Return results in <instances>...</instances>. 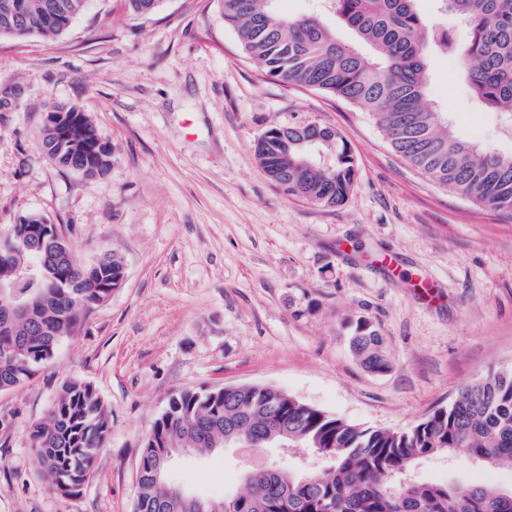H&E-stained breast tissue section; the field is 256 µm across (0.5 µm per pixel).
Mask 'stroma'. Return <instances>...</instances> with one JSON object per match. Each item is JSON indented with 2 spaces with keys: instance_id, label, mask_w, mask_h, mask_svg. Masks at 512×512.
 Wrapping results in <instances>:
<instances>
[{
  "instance_id": "1",
  "label": "stroma",
  "mask_w": 512,
  "mask_h": 512,
  "mask_svg": "<svg viewBox=\"0 0 512 512\" xmlns=\"http://www.w3.org/2000/svg\"><path fill=\"white\" fill-rule=\"evenodd\" d=\"M429 105L459 140L504 154L512 134L434 52ZM85 112L112 146L101 177L58 166L41 129ZM332 127L357 174L321 207L286 195L254 145L272 126ZM32 215L61 225L83 263L117 251L122 285L52 361L0 392V512H132L144 436L172 393L261 383L346 421L404 430L491 371H512V215L476 205L404 161L368 112L265 75L220 0H89L55 37L0 38V239ZM368 320L389 368L365 370L350 326ZM90 382L112 412L75 497L39 471L31 431L58 387ZM277 448L183 454L169 482L213 500ZM418 482L489 481L512 469L464 452L423 460Z\"/></svg>"
}]
</instances>
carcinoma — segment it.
I'll return each mask as SVG.
<instances>
[{"mask_svg":"<svg viewBox=\"0 0 512 512\" xmlns=\"http://www.w3.org/2000/svg\"><path fill=\"white\" fill-rule=\"evenodd\" d=\"M0 7V37L58 36L48 14L67 23L86 0H20ZM136 15L162 0H127ZM224 24L271 78L311 87L370 113L392 148L407 162L461 197L512 212V154L458 140L442 113L426 104L432 52H448L464 69L477 99L512 121V0H437L469 26L462 43L448 28L427 25L417 0H328L331 12L370 47L364 53L336 39L319 16L288 18L276 0H221ZM77 127L71 139L43 130L42 144L60 166L81 167L93 177L107 171L112 146L78 108L61 109ZM317 139L330 156L324 165L302 139ZM266 176L292 196L314 204H342L353 186L354 157L327 126H274L255 145ZM124 278L117 252L81 264L72 250L56 247L45 276L15 288L31 316L0 334V391L12 390L51 360V350L79 329L81 314L108 300ZM350 345L365 367L386 368L380 335L369 321L352 324ZM235 421L253 448L271 442L300 444L327 458L315 475H298L284 461L245 474L246 493L214 505L219 512H512V490L488 483H419L407 474L422 459L464 448L490 467L512 465V372L492 374L461 387L454 400L403 431L353 424L285 393L252 384L233 391L182 390L172 395L143 447L224 446V425ZM110 411L91 383L69 379L59 387L45 422L34 427L37 466L63 496L86 483L110 431ZM151 455H140L139 493L133 512H195L176 500L177 489L151 477Z\"/></svg>","mask_w":512,"mask_h":512,"instance_id":"obj_1","label":"carcinoma"}]
</instances>
